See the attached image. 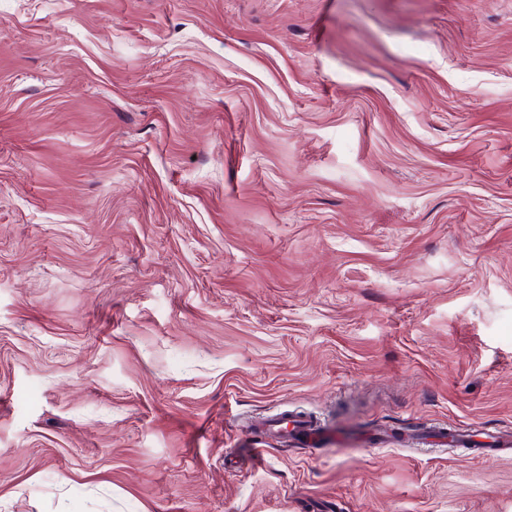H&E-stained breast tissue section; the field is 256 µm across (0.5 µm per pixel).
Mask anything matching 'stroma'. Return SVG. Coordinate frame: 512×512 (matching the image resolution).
I'll use <instances>...</instances> for the list:
<instances>
[{"label":"stroma","instance_id":"35a3bbf8","mask_svg":"<svg viewBox=\"0 0 512 512\" xmlns=\"http://www.w3.org/2000/svg\"><path fill=\"white\" fill-rule=\"evenodd\" d=\"M512 0H0V512H512ZM273 412L259 417L249 425L250 436L244 439V456L253 466L264 459L271 444H297L307 448H341L355 445L363 448H388L410 443L429 447L468 448L477 451L485 463L494 464L501 448L512 447V434L495 433L485 437L481 447H473L475 436L461 430L430 426L424 434L394 435L393 430L379 429L368 435L348 433L317 420L305 413Z\"/></svg>","mask_w":512,"mask_h":512}]
</instances>
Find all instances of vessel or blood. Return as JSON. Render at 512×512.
Instances as JSON below:
<instances>
[{
  "label": "vessel or blood",
  "mask_w": 512,
  "mask_h": 512,
  "mask_svg": "<svg viewBox=\"0 0 512 512\" xmlns=\"http://www.w3.org/2000/svg\"><path fill=\"white\" fill-rule=\"evenodd\" d=\"M473 435L461 430L432 426L424 433L398 436L389 429H380L368 435L348 433L305 413L273 412L250 424V435L245 438L244 456L248 464L262 460L269 445L297 444L308 448H339L355 445L363 448H387L410 443L429 447L476 448L485 463L494 464L501 449L512 447V434L487 435L481 447H474Z\"/></svg>",
  "instance_id": "vessel-or-blood-1"
}]
</instances>
